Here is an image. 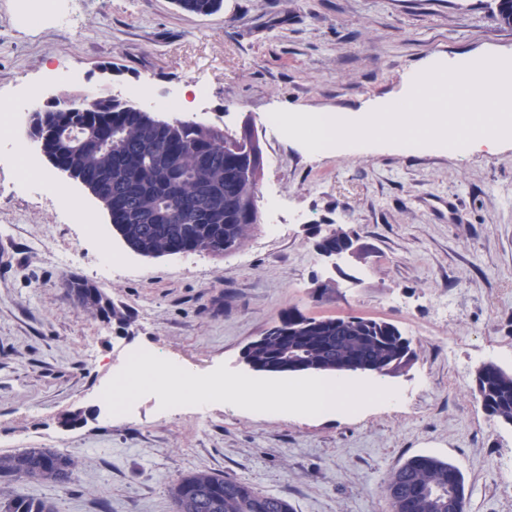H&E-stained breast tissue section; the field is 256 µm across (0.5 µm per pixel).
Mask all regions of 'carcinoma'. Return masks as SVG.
<instances>
[{
  "label": "carcinoma",
  "mask_w": 512,
  "mask_h": 512,
  "mask_svg": "<svg viewBox=\"0 0 512 512\" xmlns=\"http://www.w3.org/2000/svg\"><path fill=\"white\" fill-rule=\"evenodd\" d=\"M197 16H210L223 0H174ZM76 132L63 141L56 129ZM29 138L46 139L54 167L92 191L112 229L133 252L157 257L186 252L224 254L236 250L251 225L241 216L256 205L262 151L253 139L214 134L199 123L161 120L111 97L93 112H39ZM82 307L120 320L97 288L76 289ZM411 341L383 320L349 316L318 321L296 308L281 313L264 342L249 351L255 371L272 366L283 374L359 371L370 364L380 374L395 373L410 361ZM484 411L512 424V373L488 363L476 372ZM78 467L75 457L52 448H26L0 456V478L68 486ZM384 491L392 512H448L464 504L463 480L453 464L417 455L387 477ZM176 512H294L285 498L256 490L224 475L197 471L171 486ZM0 512H57L53 503L24 496L0 500Z\"/></svg>",
  "instance_id": "obj_1"
}]
</instances>
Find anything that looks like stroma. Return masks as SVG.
Instances as JSON below:
<instances>
[{
    "label": "stroma",
    "instance_id": "stroma-1",
    "mask_svg": "<svg viewBox=\"0 0 512 512\" xmlns=\"http://www.w3.org/2000/svg\"><path fill=\"white\" fill-rule=\"evenodd\" d=\"M32 25L0 0V100L37 88L125 100L202 85L189 117L254 132L261 221L236 251L156 258L130 251L89 192L39 154L59 187L23 184L0 142V455L52 448L77 458L67 487L0 480L57 512H174L172 481L221 473L288 499L295 512H390L388 475L428 454L462 472L466 512H512V425L484 412L474 374L512 372V140L492 156L315 153L264 124L277 109L359 112L399 97L433 57L512 58L493 0H224L198 17L172 0H55ZM111 66L110 78L100 70ZM75 201L98 225L86 233ZM354 232L360 257L331 266L315 243ZM120 258L106 265L103 247ZM125 316L82 308L74 282ZM398 326L415 356L379 376L389 406L353 415L258 416L222 403L108 415L102 388L130 350L198 374L247 373L244 347L284 310Z\"/></svg>",
    "mask_w": 512,
    "mask_h": 512
}]
</instances>
